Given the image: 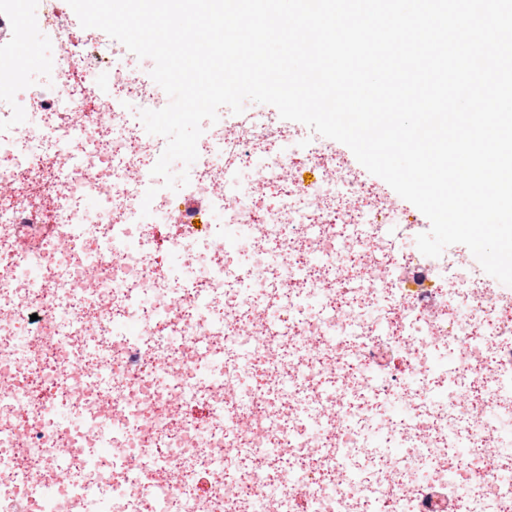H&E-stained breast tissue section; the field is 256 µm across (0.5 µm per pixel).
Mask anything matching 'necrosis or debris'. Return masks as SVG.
Here are the masks:
<instances>
[{
	"label": "necrosis or debris",
	"instance_id": "4bbe7bcc",
	"mask_svg": "<svg viewBox=\"0 0 512 512\" xmlns=\"http://www.w3.org/2000/svg\"><path fill=\"white\" fill-rule=\"evenodd\" d=\"M63 13L43 0L38 22L66 55L0 94V512H269L295 495L310 512H512V294L455 247L393 252L373 225L414 232L413 215L269 114L211 126L188 185L162 189L166 140L138 113L164 91Z\"/></svg>",
	"mask_w": 512,
	"mask_h": 512
}]
</instances>
